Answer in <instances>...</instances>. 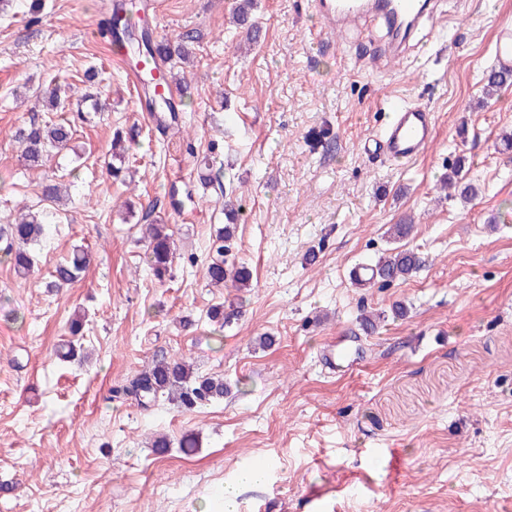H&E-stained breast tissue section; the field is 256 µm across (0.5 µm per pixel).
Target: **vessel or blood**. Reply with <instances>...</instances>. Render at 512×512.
Segmentation results:
<instances>
[{"label": "vessel or blood", "instance_id": "obj_1", "mask_svg": "<svg viewBox=\"0 0 512 512\" xmlns=\"http://www.w3.org/2000/svg\"><path fill=\"white\" fill-rule=\"evenodd\" d=\"M311 8L327 25L348 29L360 20L381 19L389 30L404 32L425 13L424 0H311ZM498 67H512V26H503L495 43ZM435 135V118L426 107L402 97L386 101L379 128L381 153L391 162L408 164L429 149Z\"/></svg>", "mask_w": 512, "mask_h": 512}]
</instances>
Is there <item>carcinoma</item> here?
<instances>
[{
	"instance_id": "cac0c4a2",
	"label": "carcinoma",
	"mask_w": 512,
	"mask_h": 512,
	"mask_svg": "<svg viewBox=\"0 0 512 512\" xmlns=\"http://www.w3.org/2000/svg\"><path fill=\"white\" fill-rule=\"evenodd\" d=\"M251 0H243L238 7L236 22L247 26V35L256 37L258 27L251 21L249 13ZM125 4L115 6L111 16L101 22L103 32L113 39L126 37L131 53L136 60L149 63L156 59L164 62L175 56L186 55V43L192 41L193 35L183 34L179 41L158 40L146 27L135 31L124 15ZM512 84V70H493L489 73L485 94L493 95L498 89ZM74 136V127L69 123L41 125L35 122L20 127L15 139L22 147L23 158L32 167L42 164L45 158L69 148ZM461 167L455 166L448 173L447 187L460 191L464 197L476 195L470 183L462 182ZM44 232L42 216L38 213L28 214L14 224L0 225V238L7 241L6 255L10 257L18 274L26 276L33 269L35 256L28 245L41 238ZM233 225L226 224L216 231L210 249L214 257L204 269L207 282L217 288L230 280L238 288H247L252 280L249 268L243 264L228 262L226 256L232 248ZM146 263L160 281L164 280L172 262L171 237L164 224H147ZM89 263V254L77 249L73 254L56 266L54 278L56 286L68 285L77 281ZM423 264V258L412 249H393L375 262V279L384 285L404 278L417 271ZM123 394L134 399L142 406L167 401L185 411L209 405L224 398V379L199 375L192 371L184 360H159L139 373L123 388Z\"/></svg>"
}]
</instances>
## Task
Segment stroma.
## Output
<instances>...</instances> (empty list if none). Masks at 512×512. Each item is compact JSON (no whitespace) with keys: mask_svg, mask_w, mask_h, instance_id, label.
Returning a JSON list of instances; mask_svg holds the SVG:
<instances>
[{"mask_svg":"<svg viewBox=\"0 0 512 512\" xmlns=\"http://www.w3.org/2000/svg\"><path fill=\"white\" fill-rule=\"evenodd\" d=\"M115 2L45 0L35 23L25 0L0 10V224L44 215L28 277L0 241V512H222L225 482L256 466L267 478L240 488L237 512H512V85L483 92L512 0H441L403 58L374 66L357 61L388 40L374 18L342 34L309 0H253L249 45L230 21L239 0H161L155 36H196L174 68V118L143 111L114 63L101 22ZM91 67L96 103L48 105ZM392 94L436 115L432 147L406 166L362 150ZM33 120L75 123L71 149L37 170L14 139ZM456 163L473 198L437 187ZM48 178L66 200L43 199ZM228 200L248 292L203 276ZM406 218L411 236L390 240ZM147 221L174 234L162 281ZM397 245L424 266L385 286L351 278ZM76 249L89 267L51 287ZM219 303L237 307L230 323L209 318ZM80 315L83 349L61 361ZM163 357L223 377V400L182 412L113 397Z\"/></svg>","mask_w":512,"mask_h":512,"instance_id":"obj_1","label":"stroma"}]
</instances>
